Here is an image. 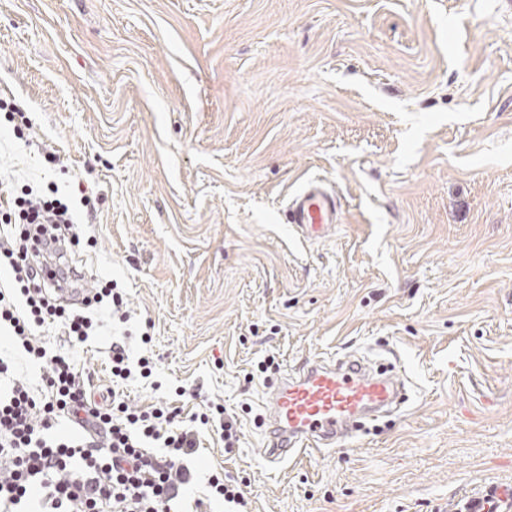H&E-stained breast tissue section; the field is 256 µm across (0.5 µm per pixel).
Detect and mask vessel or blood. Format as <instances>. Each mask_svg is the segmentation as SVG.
I'll use <instances>...</instances> for the list:
<instances>
[{
	"mask_svg": "<svg viewBox=\"0 0 512 512\" xmlns=\"http://www.w3.org/2000/svg\"><path fill=\"white\" fill-rule=\"evenodd\" d=\"M337 196L323 180L306 181L290 197L287 221L306 239L324 237L340 221ZM396 371H374L359 360H312L281 376L265 404L271 422L266 459L278 463L334 447L362 420L389 413L403 393ZM480 512L511 502L512 484H491L473 498Z\"/></svg>",
	"mask_w": 512,
	"mask_h": 512,
	"instance_id": "b4317fda",
	"label": "vessel or blood"
}]
</instances>
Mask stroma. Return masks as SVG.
<instances>
[{
    "label": "stroma",
    "mask_w": 512,
    "mask_h": 512,
    "mask_svg": "<svg viewBox=\"0 0 512 512\" xmlns=\"http://www.w3.org/2000/svg\"><path fill=\"white\" fill-rule=\"evenodd\" d=\"M0 98V180L98 194L71 260L152 338L128 403L238 419L229 453L200 427L183 512H225L214 473L248 512H454L512 483V0H0ZM314 178L342 215L306 240L285 211ZM111 345L108 320L48 339L96 391ZM362 356L400 364V412L269 464L284 370ZM210 497L222 499L224 503H233L240 507H246L247 501L244 491L240 486L229 482H224V478L218 474H212L207 480Z\"/></svg>",
    "instance_id": "35a3bbf8"
}]
</instances>
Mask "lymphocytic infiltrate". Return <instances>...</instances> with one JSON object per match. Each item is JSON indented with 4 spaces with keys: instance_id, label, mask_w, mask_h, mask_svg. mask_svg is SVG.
<instances>
[{
    "instance_id": "1",
    "label": "lymphocytic infiltrate",
    "mask_w": 512,
    "mask_h": 512,
    "mask_svg": "<svg viewBox=\"0 0 512 512\" xmlns=\"http://www.w3.org/2000/svg\"><path fill=\"white\" fill-rule=\"evenodd\" d=\"M67 200L34 190L17 196L0 182V332L21 357L41 363L39 389L18 379L0 356V512H176L193 481L197 427L178 410L135 409L89 391L72 357L52 353L44 330L62 326L71 347L85 344L101 318L127 323L122 292L104 284L95 314L52 301L48 259L57 231L81 223Z\"/></svg>"
}]
</instances>
